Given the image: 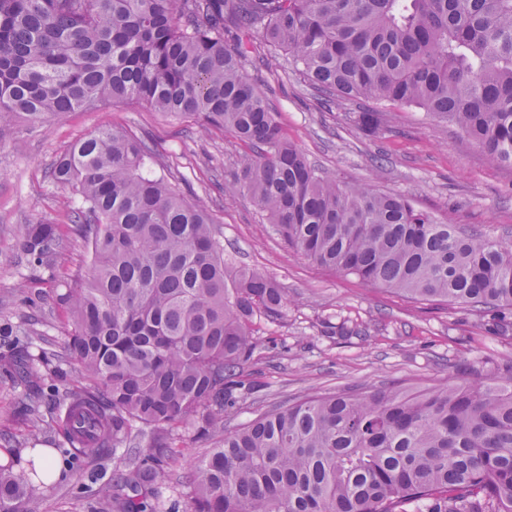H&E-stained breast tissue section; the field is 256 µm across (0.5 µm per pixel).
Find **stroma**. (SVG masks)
I'll list each match as a JSON object with an SVG mask.
<instances>
[{
    "mask_svg": "<svg viewBox=\"0 0 512 512\" xmlns=\"http://www.w3.org/2000/svg\"><path fill=\"white\" fill-rule=\"evenodd\" d=\"M245 67L269 93L288 139L338 183L404 195L453 224L512 232V168L490 163L456 128L423 110L397 107L384 129L369 136L343 110L320 107L298 71L284 66L272 74L252 58ZM112 124L153 145L154 175L177 173L185 195L206 201L224 233L229 268L262 271L288 295L281 320L256 325L258 350L248 370L259 389L225 414L226 430L310 392L392 385L413 393L476 376L492 383L512 366V335H486L469 305L416 301L288 248L250 196L229 188L247 156L235 137L138 102L96 104L61 121L19 122L0 141V325L37 324L41 347L60 353L70 327L52 299L57 281L27 267L20 228L56 224L70 234L69 194L48 171L73 143ZM28 392L25 382L0 377V457L21 448L56 450L63 477L37 487L43 512H89L125 449L84 460L58 452V438L14 419Z\"/></svg>",
    "mask_w": 512,
    "mask_h": 512,
    "instance_id": "obj_1",
    "label": "stroma"
}]
</instances>
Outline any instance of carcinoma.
Wrapping results in <instances>:
<instances>
[{"instance_id":"carcinoma-1","label":"carcinoma","mask_w":512,"mask_h":512,"mask_svg":"<svg viewBox=\"0 0 512 512\" xmlns=\"http://www.w3.org/2000/svg\"><path fill=\"white\" fill-rule=\"evenodd\" d=\"M288 53L324 107L371 101L351 120L375 134L390 106L416 107L512 167V0H0V139L18 119L143 102L231 133L251 153L233 187L310 261L419 301L470 304L512 323V239L466 232L408 198L343 186L288 140L242 59L257 41ZM149 142L109 126L49 171L79 196L71 232L88 269L61 272L65 355L86 383L45 393L21 352L3 375L33 386L22 414L75 457L125 448L93 512H157L184 437L224 429L258 384L246 378L254 323L288 299L257 270L228 271L224 234L179 183L143 174ZM25 262L56 272L70 241L26 224ZM0 464V512L41 484ZM188 512H512V366L409 394L313 393L222 434L182 477Z\"/></svg>"}]
</instances>
